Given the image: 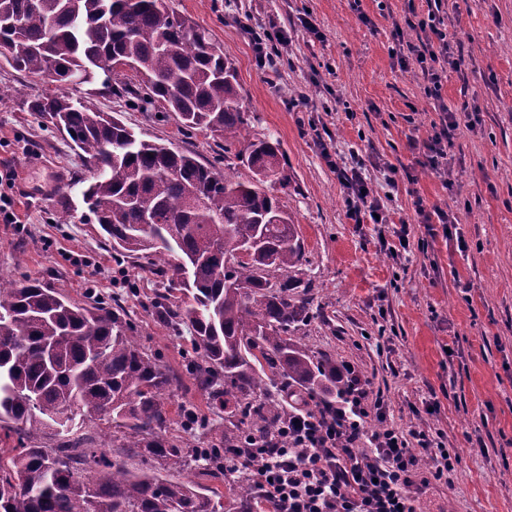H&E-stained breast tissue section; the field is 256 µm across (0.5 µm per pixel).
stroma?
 Wrapping results in <instances>:
<instances>
[{"label": "stroma", "mask_w": 512, "mask_h": 512, "mask_svg": "<svg viewBox=\"0 0 512 512\" xmlns=\"http://www.w3.org/2000/svg\"><path fill=\"white\" fill-rule=\"evenodd\" d=\"M233 61L250 140L279 143L288 179L274 193L308 259L314 319L299 334L351 366L384 394L387 424L428 431L456 452L449 482L431 481L420 512H512V0H448L457 67L440 99L426 97L417 66L400 70L394 30L424 0H168ZM310 14L317 33L299 22ZM283 29L277 66L263 65L250 30ZM38 77L0 63V170L13 171L15 224L0 223V276L40 278L76 300L121 301L136 338L179 380L168 410L175 436L186 413L222 424L224 412L190 373L188 336L167 329L150 300L156 275L115 263L99 227L85 223V168L66 138L43 129L29 103ZM142 138L171 141L216 169L251 172L220 138L181 129L175 114L145 112L101 83L71 88ZM297 107H289L291 99ZM468 108L473 129L446 143L447 165L425 164V144L445 111ZM328 135L335 162L323 157ZM361 165L390 213L354 224L337 167ZM396 174H389V167ZM424 214H417V207ZM459 216L453 237L427 212ZM65 210L70 223L58 224ZM406 228L409 249L398 247ZM388 249H380L379 238Z\"/></svg>", "instance_id": "stroma-1"}]
</instances>
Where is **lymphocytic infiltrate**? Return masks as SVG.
<instances>
[{
    "instance_id": "1",
    "label": "lymphocytic infiltrate",
    "mask_w": 512,
    "mask_h": 512,
    "mask_svg": "<svg viewBox=\"0 0 512 512\" xmlns=\"http://www.w3.org/2000/svg\"><path fill=\"white\" fill-rule=\"evenodd\" d=\"M427 10L415 27L425 35L420 43H407L399 52L401 66L416 62L426 85L424 93L439 98L442 77L451 59V43L444 16L447 0H426ZM339 181L347 192V216L356 224H385L387 208L361 173L340 169ZM348 415L330 420L297 419L288 430L296 440L292 448H261L238 459L251 472L262 498L276 512H417L419 495L429 479L443 480L454 470V458L428 431L404 430L392 425L365 433L371 412H382L383 396H370L355 387L349 395ZM368 439V451L357 447ZM431 450L432 473H419L416 448Z\"/></svg>"
}]
</instances>
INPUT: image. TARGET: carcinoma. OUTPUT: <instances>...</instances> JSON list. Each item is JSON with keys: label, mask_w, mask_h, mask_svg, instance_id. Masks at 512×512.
I'll use <instances>...</instances> for the list:
<instances>
[{"label": "carcinoma", "mask_w": 512, "mask_h": 512, "mask_svg": "<svg viewBox=\"0 0 512 512\" xmlns=\"http://www.w3.org/2000/svg\"><path fill=\"white\" fill-rule=\"evenodd\" d=\"M2 47L15 70L50 85L31 111L80 150L87 221L113 254L164 280L153 308L170 330L192 331L194 376L223 405L224 434L209 448L169 434L164 396L178 380L137 343L118 302L0 279V512H218L223 501L224 512H274L231 461L292 445L290 419H324L349 394L336 359L297 335L313 311L290 294L306 255L271 192L279 144L249 143L242 181L67 91L132 64L139 83L114 82V96L163 104L183 129L224 137L227 153L248 127L233 63L166 0H0ZM78 415L105 418L112 440L145 460L224 480V494L130 468L73 432Z\"/></svg>", "instance_id": "carcinoma-1"}]
</instances>
